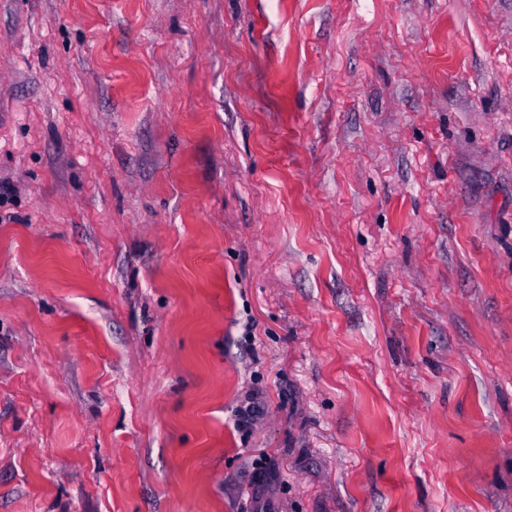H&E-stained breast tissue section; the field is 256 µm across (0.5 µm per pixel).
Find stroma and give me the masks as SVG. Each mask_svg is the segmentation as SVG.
<instances>
[{"mask_svg": "<svg viewBox=\"0 0 512 512\" xmlns=\"http://www.w3.org/2000/svg\"><path fill=\"white\" fill-rule=\"evenodd\" d=\"M0 181V512H512V0H0Z\"/></svg>", "mask_w": 512, "mask_h": 512, "instance_id": "stroma-1", "label": "stroma"}]
</instances>
